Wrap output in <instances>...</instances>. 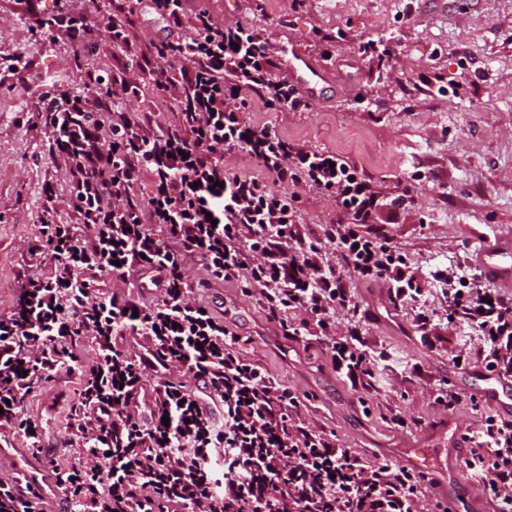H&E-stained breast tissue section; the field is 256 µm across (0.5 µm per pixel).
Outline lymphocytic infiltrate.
<instances>
[{"label":"lymphocytic infiltrate","instance_id":"f902f5d3","mask_svg":"<svg viewBox=\"0 0 512 512\" xmlns=\"http://www.w3.org/2000/svg\"><path fill=\"white\" fill-rule=\"evenodd\" d=\"M189 2L97 0L103 24L64 10L52 20L77 46L105 32L121 49L145 5L168 33L140 69L175 108L153 123L126 106L137 82L91 71L78 95L41 92L78 221L40 225L33 249L51 268L26 276L16 303L0 312V432L39 447L25 398L67 370L82 386L68 423L76 461L55 472L66 512H438L427 474L345 447L311 416L309 396L244 355L242 336L195 292L239 282L280 335L321 347L337 374L375 398L385 355L365 341L372 314L356 283L385 289L393 307L413 303L421 341L443 320L472 327L482 346L456 355V367L510 378L512 296L451 265L434 271L442 300L430 305L406 253L375 221L405 205L412 185L385 193L336 152L253 123L250 97L274 110L306 103L294 83L274 77L276 47L256 28L189 11ZM175 60L186 63L176 73ZM235 152L260 176L226 170ZM300 187L326 196L335 221L302 224ZM141 268L157 274L148 303L129 280ZM95 275L109 276L110 287H93ZM130 334L146 340L143 354L120 346ZM76 340L93 351L90 364L73 351ZM150 374L147 401L139 393ZM461 440L470 479L496 512H512V417L487 416Z\"/></svg>","mask_w":512,"mask_h":512}]
</instances>
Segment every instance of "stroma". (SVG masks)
<instances>
[{"mask_svg":"<svg viewBox=\"0 0 512 512\" xmlns=\"http://www.w3.org/2000/svg\"><path fill=\"white\" fill-rule=\"evenodd\" d=\"M205 6L329 66L331 83L308 98L306 109L271 112L256 99L249 115L304 147L341 154L384 192L413 183L412 199L382 219L422 277L429 280L452 261L474 268L479 239L512 236V0H205ZM55 11L56 0H0V311L16 303L23 272L49 269V258L31 252L47 217L44 189L53 186L61 197L68 188L65 165L49 150L52 127L37 84L72 93L82 71L118 70L166 34L143 10L129 48L114 49L102 35L92 52L81 54L63 29L41 34L38 20ZM369 40L389 46L386 60L360 53ZM427 289L431 304H439L438 285L429 280ZM195 296L247 337L245 355L311 395L314 417L366 459L398 460L409 443L447 447L450 433L496 412L484 399L453 415L435 406L433 390L445 380L458 383L463 372L453 358L477 351L478 336L443 324L431 345H422L412 332L413 305L393 307L380 289L359 290L374 314L366 340L409 367L392 394L371 400L319 348L278 335L257 297L239 285ZM78 387V376L63 371L50 390L26 398L45 463L67 466L74 459L67 422ZM395 412L423 421L424 430L396 428Z\"/></svg>","mask_w":512,"mask_h":512,"instance_id":"1","label":"stroma"}]
</instances>
